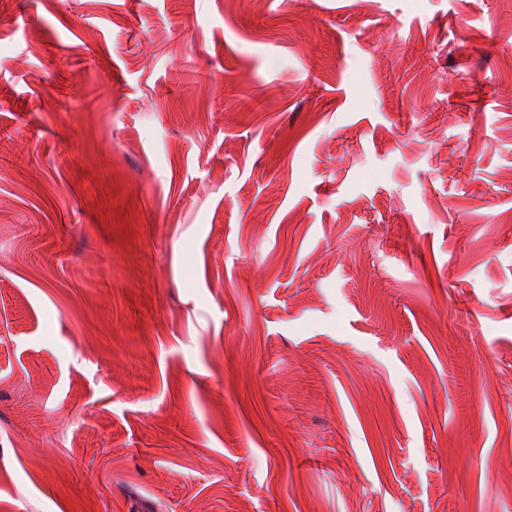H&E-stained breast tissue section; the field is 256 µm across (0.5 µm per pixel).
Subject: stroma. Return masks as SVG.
<instances>
[{
    "mask_svg": "<svg viewBox=\"0 0 512 512\" xmlns=\"http://www.w3.org/2000/svg\"><path fill=\"white\" fill-rule=\"evenodd\" d=\"M0 512H512V0H0Z\"/></svg>",
    "mask_w": 512,
    "mask_h": 512,
    "instance_id": "35a3bbf8",
    "label": "stroma"
}]
</instances>
